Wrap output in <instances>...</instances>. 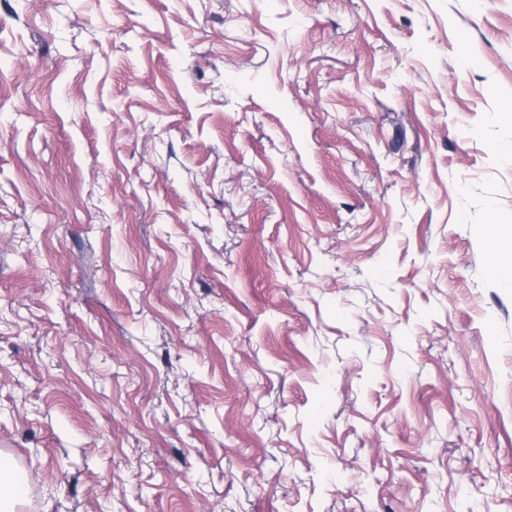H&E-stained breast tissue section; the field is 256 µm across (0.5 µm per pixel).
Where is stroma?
I'll use <instances>...</instances> for the list:
<instances>
[{
    "label": "stroma",
    "instance_id": "obj_1",
    "mask_svg": "<svg viewBox=\"0 0 512 512\" xmlns=\"http://www.w3.org/2000/svg\"><path fill=\"white\" fill-rule=\"evenodd\" d=\"M512 0H0L20 512H512ZM492 235L496 240L498 247L491 257V270L501 277V279L509 286L512 283V261L505 264L503 261V252L505 249L501 247L502 244H507V251L511 253L512 247V224L511 219L508 222L496 221L489 224Z\"/></svg>",
    "mask_w": 512,
    "mask_h": 512
}]
</instances>
